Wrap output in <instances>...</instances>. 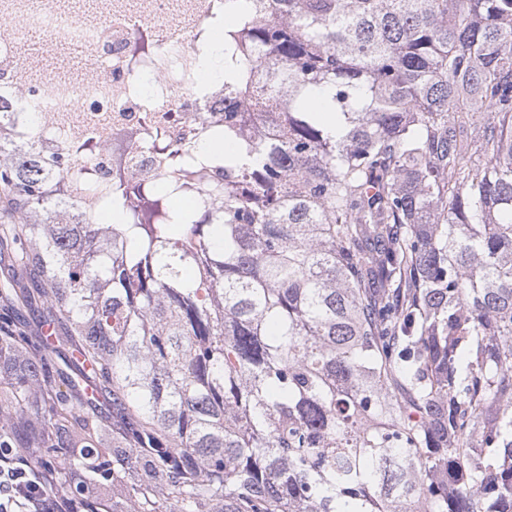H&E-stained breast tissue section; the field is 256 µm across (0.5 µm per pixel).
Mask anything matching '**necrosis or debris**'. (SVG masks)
<instances>
[{
    "mask_svg": "<svg viewBox=\"0 0 512 512\" xmlns=\"http://www.w3.org/2000/svg\"><path fill=\"white\" fill-rule=\"evenodd\" d=\"M219 8L220 0H112L111 18L101 20L54 2L0 0V95L49 154L84 139L93 178L104 182L119 170L163 189L162 159L142 144L147 123L190 148L199 128L223 124L237 108L218 84L203 88L197 79L198 46ZM33 31L80 48L95 68L78 65L69 77L30 73L19 48Z\"/></svg>",
    "mask_w": 512,
    "mask_h": 512,
    "instance_id": "necrosis-or-debris-1",
    "label": "necrosis or debris"
}]
</instances>
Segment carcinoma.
Instances as JSON below:
<instances>
[{
    "mask_svg": "<svg viewBox=\"0 0 512 512\" xmlns=\"http://www.w3.org/2000/svg\"><path fill=\"white\" fill-rule=\"evenodd\" d=\"M236 12L224 88L279 139L159 141L184 221L120 180L77 189L123 223L65 222L69 156L0 104V301L70 351L0 317V448L88 512H512V0ZM0 313L1 316L6 314L19 320L30 336H38L42 332L46 335L50 332L47 325L42 327L45 313H43L39 303L33 307L18 306L8 308L3 302H0Z\"/></svg>",
    "mask_w": 512,
    "mask_h": 512,
    "instance_id": "obj_1",
    "label": "carcinoma"
}]
</instances>
